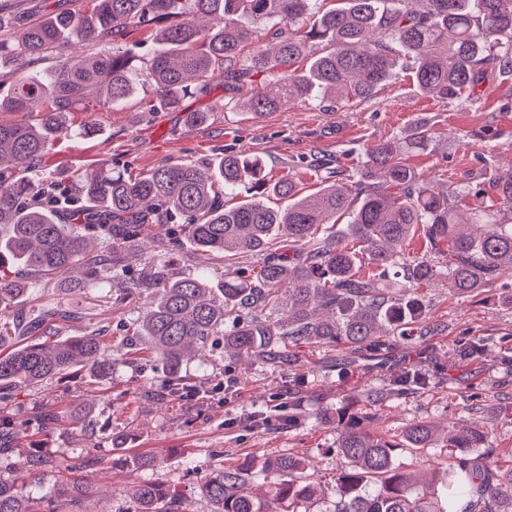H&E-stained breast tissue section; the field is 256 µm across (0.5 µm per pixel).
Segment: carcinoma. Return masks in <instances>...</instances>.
<instances>
[{"label": "carcinoma", "mask_w": 512, "mask_h": 512, "mask_svg": "<svg viewBox=\"0 0 512 512\" xmlns=\"http://www.w3.org/2000/svg\"><path fill=\"white\" fill-rule=\"evenodd\" d=\"M90 2L87 10L38 22L18 18L14 39H0V61L18 64L12 96L0 100V224L11 228L0 239L1 315L28 291L20 273L61 278L80 263L86 274H104L127 294L149 295L133 332L148 346L129 349L125 362L159 365L176 393L183 366L204 361L212 336H224V352L238 359L268 358L301 344L378 349V337L411 336L422 322L418 286L444 279L465 299L512 273V169L470 181L451 197L406 163V154L432 141L426 130L367 148L347 188L338 186L342 171L318 166L322 186L308 195L289 178L268 181L260 161L242 152H227L215 164L165 163L139 176L105 163L75 175L61 197L51 188L39 192L33 177L54 140L72 133L68 114L90 93L117 105L146 84L153 90L146 111L157 112L179 108L217 72L238 90L263 74L276 92L251 87L239 101L262 116L309 96L332 104L369 100L404 62L425 93L443 99L473 95L489 76L512 82V0H335L329 9L315 0ZM137 29L154 30L159 44L138 70L126 51L39 67L50 48L114 41ZM258 32L266 42L242 55ZM42 100L50 107L34 121L7 118ZM229 190L242 192V201L226 205ZM273 199L287 205L273 207ZM342 218L339 234L318 236ZM174 222L202 253L258 256L276 234L309 249L226 273L218 288L198 273L176 274L160 264L143 280L129 277L117 254L148 227ZM416 236L437 260H406L404 247ZM363 265L377 272L363 274ZM393 267L401 269L399 291L384 284ZM266 307L283 310V318L244 317ZM70 317L68 309L52 307L27 330ZM115 361L98 333L0 351V400L6 387L41 386L76 365L105 379ZM429 381L399 376L391 389L397 394ZM366 421L336 410L342 465L329 512H512V460L505 464L495 454L489 433L446 435L457 454L441 477L426 481L402 471L397 451L433 447L439 426L418 421L397 441ZM17 427L0 411V465L15 452ZM263 473L268 487L261 497L252 492L256 473L245 461L211 472L198 494L212 512H309L304 504L315 498L318 482L306 461L275 456L264 461ZM132 499L138 512H183L176 492L149 479L135 485ZM0 512L60 510L0 481Z\"/></svg>", "instance_id": "obj_1"}]
</instances>
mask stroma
Here are the masks:
<instances>
[{
	"instance_id": "obj_1",
	"label": "stroma",
	"mask_w": 512,
	"mask_h": 512,
	"mask_svg": "<svg viewBox=\"0 0 512 512\" xmlns=\"http://www.w3.org/2000/svg\"><path fill=\"white\" fill-rule=\"evenodd\" d=\"M87 2L0 0V12L42 20L85 9ZM152 96L151 88L143 86L113 108L75 104L70 127L93 124L99 133L59 139L45 174L60 183L101 160L114 169L142 174L161 163L211 162L225 151L244 149L261 159L272 178H292L310 194L320 186L314 158L350 174L365 148L410 134L418 124L434 138L427 151L409 154L408 164L440 174L450 187L495 167H512V84L492 77L478 96L446 100L423 93L403 67L368 101L342 102L328 110L318 99L298 100L260 117L236 106L234 91L220 78L207 90L185 96L175 112L146 111ZM187 112L207 113L206 126L185 125ZM125 263L136 277L162 263L176 273L206 272L216 282L225 273L256 265L257 259L200 254L180 230L161 235L151 247L126 256ZM424 295L434 333L400 341L384 337L385 355L379 364L371 359L350 364L349 351L341 345H305L292 362L247 366L225 355L224 339L217 336L208 344L205 361L183 367L187 383L198 393L194 399L158 398L165 385L160 367L134 368L121 362L97 393L82 367L43 386L16 388L7 408L20 422L21 447L10 466L0 469V480L53 499L70 456L86 448L89 461L79 472L85 493L70 512H132L126 489L143 479L182 492L186 512H211L197 493L199 485L213 470L245 458L304 457L314 465L316 479L334 483L340 466L334 416L340 407L376 416L379 431L394 438L419 420H449L458 427L492 432L495 447L512 449V277H499L466 300L450 294L444 281L425 288ZM56 303L74 317L52 326L53 338L98 333L121 351L131 342L129 323L146 309L144 297H120L103 278L83 282L75 292L58 287L53 279H29L26 311L35 313ZM468 336L491 340V351L460 357V341ZM409 369L429 375L430 384L398 397L371 398V391ZM228 381L234 389L229 397L224 394ZM470 395L477 397L479 413L468 412L464 399ZM37 406L59 412V420L46 429L28 425L26 419ZM251 412L264 416V425L229 426V419ZM291 415L296 418L292 424L287 421ZM35 451L52 453L53 464L30 470L26 457ZM143 454L155 457L154 468L134 473L122 466V459Z\"/></svg>"
}]
</instances>
